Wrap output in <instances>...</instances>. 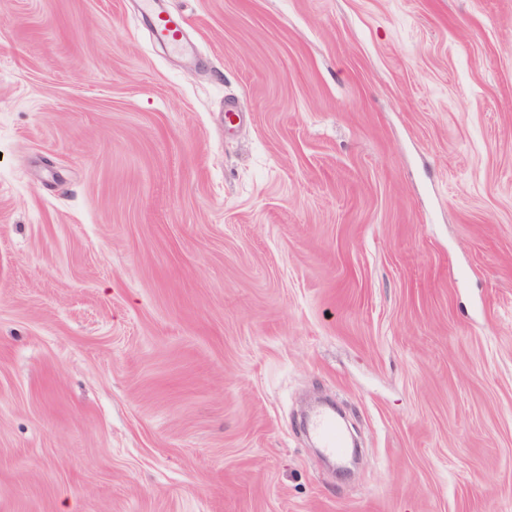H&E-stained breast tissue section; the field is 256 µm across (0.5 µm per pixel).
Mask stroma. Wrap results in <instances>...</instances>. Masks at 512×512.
Instances as JSON below:
<instances>
[{
	"label": "stroma",
	"instance_id": "obj_1",
	"mask_svg": "<svg viewBox=\"0 0 512 512\" xmlns=\"http://www.w3.org/2000/svg\"><path fill=\"white\" fill-rule=\"evenodd\" d=\"M168 4L0 0V512H512V0ZM163 0H145L144 5L150 12V20L155 37L167 45L180 47L184 37V20L181 16L159 7ZM310 428L322 453L332 457L342 455L344 445L333 410L329 408L316 409L311 416Z\"/></svg>",
	"mask_w": 512,
	"mask_h": 512
}]
</instances>
